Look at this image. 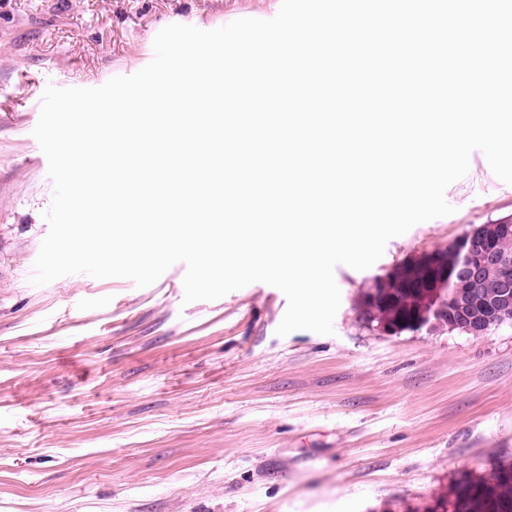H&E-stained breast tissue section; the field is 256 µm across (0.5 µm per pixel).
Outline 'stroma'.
I'll use <instances>...</instances> for the list:
<instances>
[{
    "mask_svg": "<svg viewBox=\"0 0 512 512\" xmlns=\"http://www.w3.org/2000/svg\"><path fill=\"white\" fill-rule=\"evenodd\" d=\"M281 0H0V512H450L464 475L512 459V323L383 335L357 297L374 277L512 219L482 152L452 214L334 270V332L276 329L262 282L184 303L80 273L36 286L48 162L32 134L47 86L95 88L153 58L171 24L270 19Z\"/></svg>",
    "mask_w": 512,
    "mask_h": 512,
    "instance_id": "1",
    "label": "stroma"
}]
</instances>
